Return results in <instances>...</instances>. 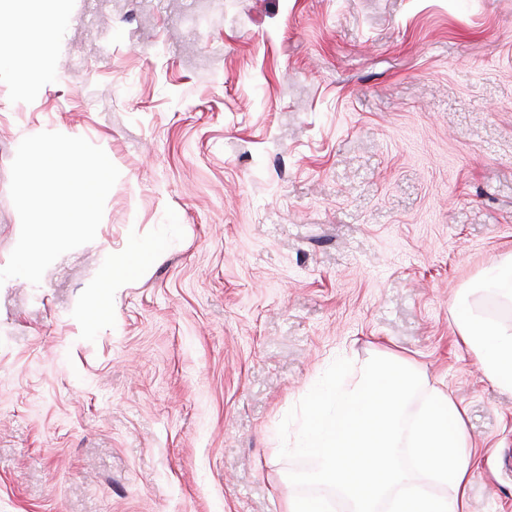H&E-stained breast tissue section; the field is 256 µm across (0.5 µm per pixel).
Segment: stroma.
Masks as SVG:
<instances>
[{
	"mask_svg": "<svg viewBox=\"0 0 512 512\" xmlns=\"http://www.w3.org/2000/svg\"><path fill=\"white\" fill-rule=\"evenodd\" d=\"M40 131L120 177L93 242L0 288V512L339 501L309 405L383 353L421 377L405 419L464 409L467 512H512V391L454 323L512 253V0H59L35 83L0 67V267ZM132 266L133 260L123 258L116 260L114 256L111 257L98 284L94 287L96 289L91 294L92 301L94 302L101 289L114 291V289L123 288L126 281V275Z\"/></svg>",
	"mask_w": 512,
	"mask_h": 512,
	"instance_id": "obj_1",
	"label": "stroma"
}]
</instances>
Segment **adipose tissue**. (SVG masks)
<instances>
[{"label":"adipose tissue","mask_w":512,"mask_h":512,"mask_svg":"<svg viewBox=\"0 0 512 512\" xmlns=\"http://www.w3.org/2000/svg\"><path fill=\"white\" fill-rule=\"evenodd\" d=\"M54 0H0V33L38 24L51 31ZM458 332L475 352L486 375L512 390V330H503L474 312L468 296H460ZM418 383L404 362L390 359L354 385L339 421L326 419L324 403H313L302 445L313 451L318 469L312 478L341 491L354 512H375V504L393 487L415 478H432L448 486L446 496L400 500L394 512H464L465 490L474 460L460 409L446 392L433 391L411 431L412 467L396 464L394 442L399 419Z\"/></svg>","instance_id":"obj_1"}]
</instances>
